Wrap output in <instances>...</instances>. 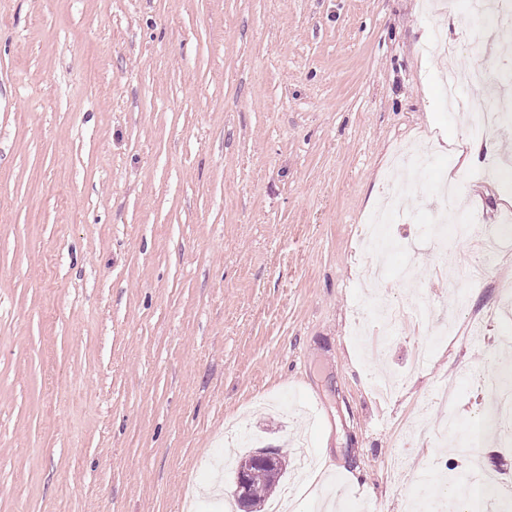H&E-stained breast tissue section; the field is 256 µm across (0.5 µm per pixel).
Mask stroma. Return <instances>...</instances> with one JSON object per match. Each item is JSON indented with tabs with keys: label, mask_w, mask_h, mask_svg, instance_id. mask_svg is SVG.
<instances>
[{
	"label": "stroma",
	"mask_w": 512,
	"mask_h": 512,
	"mask_svg": "<svg viewBox=\"0 0 512 512\" xmlns=\"http://www.w3.org/2000/svg\"><path fill=\"white\" fill-rule=\"evenodd\" d=\"M435 27L457 67L512 75V30L461 0H0V512H226L203 462L237 429L281 449L293 512L321 496L323 456L341 512H428L471 474L437 433L479 418L489 353L512 364V248L450 286L482 258L455 226L498 224L512 174L455 157ZM420 142L430 173L377 227L375 288L362 230ZM455 172L465 209L436 222ZM381 304L396 325L358 343ZM420 304L457 333L415 323ZM451 376L450 412L433 399ZM482 460L512 502L499 427Z\"/></svg>",
	"instance_id": "35a3bbf8"
}]
</instances>
